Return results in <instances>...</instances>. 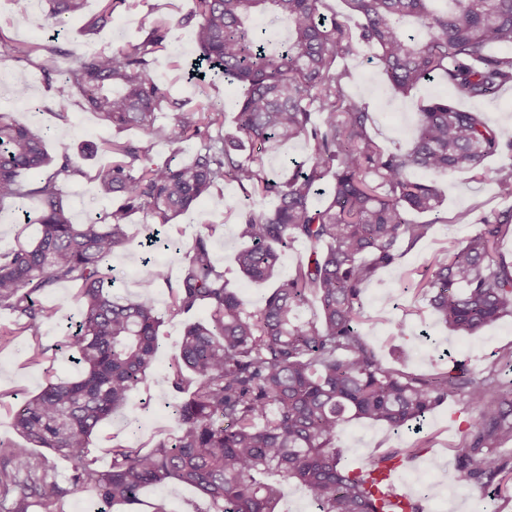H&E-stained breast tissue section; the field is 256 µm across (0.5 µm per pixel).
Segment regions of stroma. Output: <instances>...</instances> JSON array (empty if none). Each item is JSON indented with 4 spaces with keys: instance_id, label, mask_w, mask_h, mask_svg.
Instances as JSON below:
<instances>
[{
    "instance_id": "stroma-1",
    "label": "stroma",
    "mask_w": 512,
    "mask_h": 512,
    "mask_svg": "<svg viewBox=\"0 0 512 512\" xmlns=\"http://www.w3.org/2000/svg\"><path fill=\"white\" fill-rule=\"evenodd\" d=\"M193 0H136L135 8L119 7L110 27L97 36L87 38L82 33L84 19H71L59 36L61 46L89 55L117 47L122 43L144 38L154 21L167 19L170 28L167 49L159 55L150 74L156 83L172 93L194 97L202 102L206 93L202 87L189 85L184 77L188 58L196 55L192 26L180 24V17L189 13ZM40 13L25 11L23 5L11 0H0V30L18 41L39 42L44 38ZM48 63L36 57L31 61L0 58V109L11 112L14 119L27 124L48 126L55 130L57 139L80 148L88 142H100L109 131L100 125L94 114L85 110L81 98H73L66 107H59L43 70ZM348 74L350 92L365 106L373 118V132L382 143H389L399 129L414 133L419 101L448 94L446 84L438 80L420 84L410 96L394 94L380 66L368 53L346 57L340 63ZM26 84L29 94L40 102V112H27L17 107L12 94L15 84ZM65 109L69 122H60L56 113ZM102 155L77 157L82 177L64 187L72 215L83 219L108 209L109 200L100 197L92 175L103 163ZM442 224L433 235L409 252L396 267L379 272L364 290L365 314L362 332L389 365L404 361L406 371L426 374L448 369L450 360L468 362L479 370L492 362L498 351L512 346V318L503 317L482 329L477 335L465 336L439 322L426 297L418 294L416 282L430 259L447 247L449 237L472 235L477 219L484 214L501 211L511 203L496 196L491 183L471 182L468 174L453 173L440 178ZM469 213L468 221H460L462 213ZM143 215L131 218L132 241L124 252L113 256L112 266L120 271L121 280L115 292L120 296L137 293V279L143 255L163 267L169 274H177L180 257L163 248L144 250L142 241L146 230ZM236 215L226 208H215L204 201L178 216L166 226L161 237L165 240L188 243L204 225H216L214 259L223 268L231 288L238 291L250 306H259L270 291V284H258L245 278L234 263V255L241 243L236 235ZM44 305L59 306L57 317L43 327L42 340L54 345L62 338L67 318L76 316L79 304L75 289L61 285L40 296ZM406 324L403 336L393 334L392 320ZM183 335V323L168 321L160 329V347L156 362L145 386L132 391L127 410L114 414L98 431L90 445V454L99 466L109 459L104 450L119 444L151 447L153 442L171 426L166 407L171 397L168 382L170 363L178 353ZM75 368L64 353L49 355L40 364L28 361V348L16 342L0 350V441L10 443L18 436L11 424V410L28 395L37 393L48 377L73 376ZM475 415L465 402L448 401L431 411L420 430L394 431L382 424L353 422L344 428L338 446L342 462L352 468H364L379 456L402 448L416 449L415 457L398 467V481L418 501L423 512H512V496L498 495L495 488L479 487L458 480L456 473V446L466 420Z\"/></svg>"
}]
</instances>
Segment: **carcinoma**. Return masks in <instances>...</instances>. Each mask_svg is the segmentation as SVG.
<instances>
[{"instance_id":"cac0c4a2","label":"carcinoma","mask_w":512,"mask_h":512,"mask_svg":"<svg viewBox=\"0 0 512 512\" xmlns=\"http://www.w3.org/2000/svg\"><path fill=\"white\" fill-rule=\"evenodd\" d=\"M47 2L46 42L14 43L0 32V46L18 61L63 59L59 100L89 96V109L117 131L85 145L87 154L111 156L93 180L112 207L74 222L63 185L83 171L71 144L58 142L52 157L45 149L51 128L0 112V210L9 204L39 228L34 240L0 250V308L15 316L13 327H0V348L26 336L29 362L39 363L52 350L42 325L56 309L37 297L70 283L80 302L69 335L76 376L48 379L12 409L22 442L0 452V512L36 505L65 512L80 492L108 508L141 512L142 490L171 482L198 491L206 509L194 512H283L291 482L315 512H421L385 479L415 449L353 470L341 466L336 440L352 421L417 429L434 407L456 398L477 410L462 431L458 478L509 488L512 457L501 446L512 441V384L501 380L499 364L512 363V348L479 373L455 362L446 372L418 375L389 366L359 325L365 285L443 223L436 177L468 172L486 180L489 158L512 160V129L462 107L457 96H436L419 105L411 143L400 132L384 146L370 113L349 95L338 60L369 50L396 94L438 77L458 96L490 100L512 88V0H442L441 8L432 0H344L361 20L355 30L327 16L325 0H194L186 21L196 24L198 64L244 88L231 131L224 130L222 100L202 106L174 98L151 77L166 22L153 23L139 41L78 56L58 36L86 0ZM120 4L101 0L85 32L110 25ZM266 12L286 37L258 31L254 19ZM128 127L144 135L142 143L120 136ZM192 138L191 160L172 166L152 159L156 142ZM297 142L311 164L272 179L264 157ZM417 170L432 178L415 179ZM24 173L36 178L25 181ZM227 181L249 199H277L266 210L237 208V236L247 243L235 257L243 276L265 283L279 276L280 248L307 247L263 303L251 308L229 287L213 258L210 226L182 248L176 280L146 263L140 293L114 296L117 276L107 261L130 244V217L141 213L165 226L203 200L222 206ZM493 184L498 196L512 198V163L496 169ZM30 197L40 202L33 218L24 209ZM509 234L512 208L484 214L474 234L448 238V249L424 270L420 288L453 330L473 335L512 315V260L498 250ZM161 282L169 292L163 315L153 296ZM307 306L315 308L309 318L302 315ZM201 307L208 317L185 323L168 378L173 432L151 448L105 449L111 462L100 469L88 457L92 436L147 381L165 320ZM52 455L73 461L66 480L57 478Z\"/></svg>"}]
</instances>
